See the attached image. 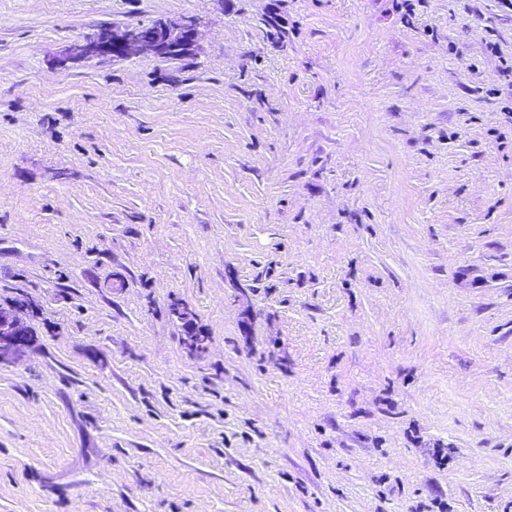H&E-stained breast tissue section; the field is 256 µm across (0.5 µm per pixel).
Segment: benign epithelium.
Returning a JSON list of instances; mask_svg holds the SVG:
<instances>
[{
    "instance_id": "1",
    "label": "benign epithelium",
    "mask_w": 512,
    "mask_h": 512,
    "mask_svg": "<svg viewBox=\"0 0 512 512\" xmlns=\"http://www.w3.org/2000/svg\"><path fill=\"white\" fill-rule=\"evenodd\" d=\"M198 18L180 24L156 20L147 25L117 28L103 25L70 42L55 57L57 63L115 57L133 58L143 54L165 57L183 56L198 49ZM17 307L0 309V364L12 363L26 352L31 332L16 314ZM173 318L183 327L184 336L196 332V314L182 304L174 307Z\"/></svg>"
}]
</instances>
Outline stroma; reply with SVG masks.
I'll list each match as a JSON object with an SVG mask.
<instances>
[{"label": "stroma", "instance_id": "1", "mask_svg": "<svg viewBox=\"0 0 512 512\" xmlns=\"http://www.w3.org/2000/svg\"><path fill=\"white\" fill-rule=\"evenodd\" d=\"M21 294L0 512H512V9L0 0ZM200 25L201 21L197 18L181 24L160 19L136 27L103 25L70 42L55 57V61L60 64L91 59L103 61L115 57L133 58L143 54L165 57L189 55L198 49Z\"/></svg>", "mask_w": 512, "mask_h": 512}]
</instances>
